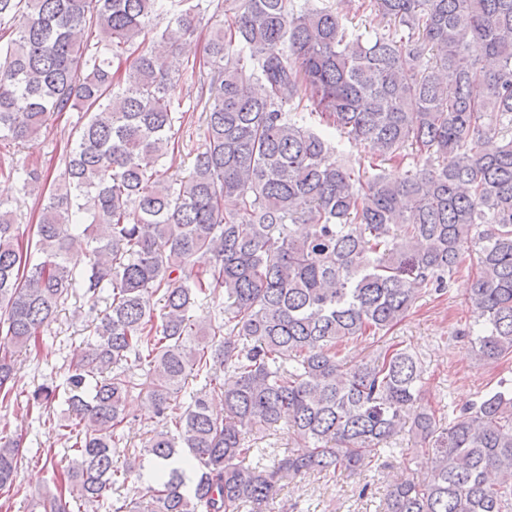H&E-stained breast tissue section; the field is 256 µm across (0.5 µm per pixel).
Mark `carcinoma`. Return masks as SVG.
<instances>
[{
    "instance_id": "obj_1",
    "label": "carcinoma",
    "mask_w": 512,
    "mask_h": 512,
    "mask_svg": "<svg viewBox=\"0 0 512 512\" xmlns=\"http://www.w3.org/2000/svg\"><path fill=\"white\" fill-rule=\"evenodd\" d=\"M349 2L388 29L366 40L311 0H0V25H15L0 45V140L81 113L54 189L0 165L41 202L24 241L0 201V331L37 349L69 297L109 303L60 384L17 391L14 352L0 348V402L65 406L53 431L73 458L31 512H240L272 503L288 475L401 455L404 430L431 474L395 479L384 512H512V382L444 427L421 403L419 356L382 344L467 255L477 324L458 335L480 364L512 355V0ZM221 12L202 60L172 75L167 52ZM186 82L212 100L198 147L180 136ZM294 100L300 111L285 110ZM314 115L367 163L334 159ZM183 151L193 167L171 181L165 164ZM391 161L406 166L397 180L381 171ZM75 247L90 256L80 271ZM200 302L214 315L193 318ZM359 337L373 354L339 358ZM142 393L160 429L130 467L155 466L153 483L118 506L107 493ZM281 420L296 450L253 447ZM23 445L0 434V491ZM180 454L189 491L165 466Z\"/></svg>"
}]
</instances>
